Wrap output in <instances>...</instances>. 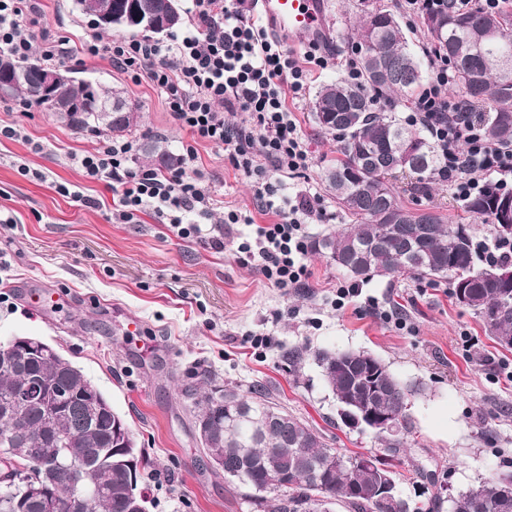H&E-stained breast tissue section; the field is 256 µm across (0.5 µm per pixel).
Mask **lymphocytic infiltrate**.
Masks as SVG:
<instances>
[{"mask_svg":"<svg viewBox=\"0 0 512 512\" xmlns=\"http://www.w3.org/2000/svg\"><path fill=\"white\" fill-rule=\"evenodd\" d=\"M190 30L173 42L149 36L102 43L86 31L77 52L104 56L113 66L158 89L173 122L189 130L194 143L186 147L178 167L159 171L131 167L135 144L110 138L73 163L92 180L111 182L116 196L112 217L128 223L147 212L182 238L203 235L200 225L186 222L189 213H212L215 200L200 176L196 143L222 147L233 167L250 181L261 212L274 215L271 224H254L251 215L228 211L215 233L212 249L223 250L226 233L248 224L251 236L237 251L257 261L261 275L279 288H299L310 272L308 226L323 213L319 194L280 196L285 179L311 169L292 103L303 99L314 73L329 60L308 50L295 57L284 49L262 20L244 12L245 0H190ZM41 0H0V51L18 60L62 63L68 52L62 40L39 32ZM456 75L439 54L429 60V76L416 93L408 123L424 129L438 154V180L447 182L459 200L488 189L512 186V142H488L475 121V107L452 95Z\"/></svg>","mask_w":512,"mask_h":512,"instance_id":"obj_1","label":"lymphocytic infiltrate"}]
</instances>
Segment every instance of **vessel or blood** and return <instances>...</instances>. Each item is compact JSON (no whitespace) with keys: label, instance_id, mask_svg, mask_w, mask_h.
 I'll return each mask as SVG.
<instances>
[{"label":"vessel or blood","instance_id":"b4317fda","mask_svg":"<svg viewBox=\"0 0 512 512\" xmlns=\"http://www.w3.org/2000/svg\"><path fill=\"white\" fill-rule=\"evenodd\" d=\"M261 15L292 47L319 43L329 35L326 0H261Z\"/></svg>","mask_w":512,"mask_h":512}]
</instances>
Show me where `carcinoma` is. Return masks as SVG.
<instances>
[{
	"mask_svg": "<svg viewBox=\"0 0 512 512\" xmlns=\"http://www.w3.org/2000/svg\"><path fill=\"white\" fill-rule=\"evenodd\" d=\"M152 5L167 21L164 33L182 24L165 0H135ZM363 16L351 34L357 50L360 82L338 78L316 92L313 118L324 133H334L341 158L325 172V182L350 223L334 234L314 241V251L354 278L408 275L452 279L454 297L465 291V306L483 321L499 346L512 349V283L501 277L512 273V262L477 265L469 227L447 224L434 208H410L402 204L393 185L396 174H406L417 184L434 182L438 155L433 141L422 130L406 123L395 112H377L374 104L394 95L410 97L424 78V63L410 46L395 14L379 0H362ZM421 24L430 48L448 58L456 85L472 102L488 109L484 136L491 143L512 140V67L499 62L497 51L478 48L483 34L493 30L500 43L512 49V10L458 13L446 2L426 10ZM36 60L17 61L25 66ZM38 64V63H36ZM40 63L19 86L9 92L23 95L29 104L54 112L79 131L123 136L135 129L140 114L125 112L127 100L115 90L108 95L92 81L76 82L54 99L37 89ZM143 159L154 168L167 170L179 157L161 138L150 137L141 147ZM511 192L487 190L466 201L469 213L490 222L501 239H512V223L501 217L499 202ZM12 370L0 372V512H42L34 497L23 498L10 483L22 468L41 476V465L60 460L64 469L55 475L57 512H74L72 500L82 499L83 512H130L128 469L112 462L90 470L85 464L112 448L117 412L104 413L90 404L91 385L83 371L58 353L50 357L15 352L0 342V358ZM314 360L321 369L340 410L369 408L391 414L394 432L375 433L385 443V456L347 455L330 447L324 436L305 420L274 400L262 384L246 394L220 384L216 374L203 369L185 385L194 401V415L206 417L210 431L204 453L224 458V477L234 486L252 490L258 505L267 493H284L273 512H303L313 494L345 505L350 512H374L372 489L379 479L395 477L394 468L408 429L410 398L417 392L393 375L378 358L363 350H319ZM38 377L47 395L62 390L68 401L58 408L37 400L22 407L15 395ZM290 472L291 486L274 484L275 474ZM479 496L461 495L457 512H512V494H502L501 484L490 478L479 482Z\"/></svg>",
	"mask_w": 512,
	"mask_h": 512,
	"instance_id": "cac0c4a2",
	"label": "carcinoma"
}]
</instances>
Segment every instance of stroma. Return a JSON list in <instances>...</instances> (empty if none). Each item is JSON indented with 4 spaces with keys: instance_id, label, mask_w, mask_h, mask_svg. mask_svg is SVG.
Returning a JSON list of instances; mask_svg holds the SVG:
<instances>
[{
    "instance_id": "1",
    "label": "stroma",
    "mask_w": 512,
    "mask_h": 512,
    "mask_svg": "<svg viewBox=\"0 0 512 512\" xmlns=\"http://www.w3.org/2000/svg\"><path fill=\"white\" fill-rule=\"evenodd\" d=\"M46 26L60 40L77 43L92 28L75 0H44ZM361 0H328L332 31L327 52L346 55L347 34L361 14ZM76 77L104 89L123 91L137 105L141 121L131 134L142 142L167 139L174 153L195 145L198 168L218 201L203 227L220 224L230 210L252 207L248 178L221 148L194 142L176 127L160 93L112 67L107 58L73 54L63 63ZM314 90L295 109L315 165L288 180L282 195L313 188L326 209L311 224L312 238L336 232L347 217L324 182L336 159L332 136L318 133L311 112ZM22 126L26 140L0 137V341L36 336L55 345L80 367L126 420L151 466L144 487L151 512H257L242 491L214 473L201 451L193 404L181 389L196 368L212 370L220 382L248 389L267 385L289 413L320 430L346 453L385 449L371 431L347 427L314 360L321 349L365 350L382 359L402 382L419 385L411 397V432L398 468L404 498L417 501V467L435 473L450 491L464 490L500 472H512V349L494 343L481 319L459 304L448 281L407 276L364 282L362 297L343 309L331 302L348 275L327 258L309 253V285L284 290L267 283L253 264L243 262L232 241L223 251L205 241L183 239L150 215L136 222L112 220V189L91 181L70 157L94 151L100 135L70 128L54 113L22 98H0V126ZM41 179L21 173V165ZM72 186L73 196L55 190ZM403 203L433 206L451 224L469 225L474 240L490 235L487 221L469 215L447 183L430 193L397 185ZM59 293L53 308L40 311L29 296ZM399 309L407 325L396 329L372 315L365 297ZM142 330L130 335L126 324ZM272 337L275 346L256 356L249 337ZM302 352L290 366L284 351Z\"/></svg>"
}]
</instances>
